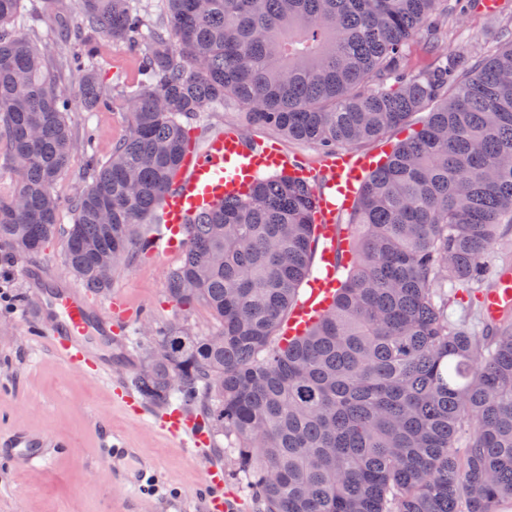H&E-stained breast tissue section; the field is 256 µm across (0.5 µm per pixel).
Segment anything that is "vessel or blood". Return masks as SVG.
I'll use <instances>...</instances> for the list:
<instances>
[{"instance_id":"obj_1","label":"vessel or blood","mask_w":512,"mask_h":512,"mask_svg":"<svg viewBox=\"0 0 512 512\" xmlns=\"http://www.w3.org/2000/svg\"><path fill=\"white\" fill-rule=\"evenodd\" d=\"M292 167L291 161L278 150L248 143L237 130H219L205 142L203 149L183 155L174 186L161 200L159 230L151 238L150 251L164 254L177 251L185 244L184 226L217 201L236 195L264 173ZM373 163L370 157L347 151L329 154L326 160V187L317 193L315 219L320 229L319 266L322 274L311 283L308 298L300 302L282 326L287 337L301 334L329 305L336 289L334 269L343 250L336 230L339 215L350 209L366 172ZM512 307V273L503 274L484 295L483 313L498 317ZM39 337L63 361L76 371L92 369L96 378L111 380L108 359L88 349L83 338L90 334L107 336L113 319H128L124 301L110 300L107 312H100L90 294L82 287L64 282L46 290L36 305ZM169 433L180 438L192 455L207 458L210 435L204 425L181 409L165 414ZM60 448L58 442L25 431L15 432L0 443V455L23 469L41 468ZM138 459L141 472L156 471L155 462L139 460L136 449L125 447L117 438L107 439L103 459L115 464L118 459ZM224 468L209 461L203 473V491L199 501L202 512H240L239 497L224 491Z\"/></svg>"}]
</instances>
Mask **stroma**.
I'll return each mask as SVG.
<instances>
[{
    "mask_svg": "<svg viewBox=\"0 0 512 512\" xmlns=\"http://www.w3.org/2000/svg\"><path fill=\"white\" fill-rule=\"evenodd\" d=\"M39 14L37 27L46 37L50 58L68 52L57 30L76 27L80 11L76 0H67L64 17L50 14L44 0H34ZM441 23L444 48L470 54L474 48L496 52L503 43L501 32L512 27V0H500L497 12L483 13L480 0H458L449 15L434 14ZM103 52L109 61L102 78L122 88L136 85L139 56L126 44L104 40ZM71 125L77 136H91L100 159H107L113 143L127 130L128 115L115 109L109 112H75ZM209 130L227 127L241 129L257 143H273L289 159L302 163L314 182H324L321 165L324 148L288 140L266 131L244 127L235 112H217L208 121ZM488 275L482 284L458 289L450 311L477 334L483 333L485 320L478 296L493 287L498 270L512 266V224L501 225L496 244L485 253ZM181 263L180 253L141 256L112 278L111 294L97 295L99 305H107L110 295L125 299L132 309L144 315L135 328L117 327L116 339L124 340L121 360L113 364L112 379L130 381L136 368L138 349L131 336L134 329L155 335L175 324L200 336L215 333L217 323L205 306L184 311L172 303L165 291L168 273ZM43 265L53 273L67 275L62 244L43 252L21 256L0 245V287L14 296L16 310L0 311V437L16 430L49 436L64 441L65 452L46 468L30 472L16 469L0 457V512H156L166 501H192L203 477L204 464L193 459L185 447L168 438L160 429L154 408L134 411L111 395L108 382L66 368L47 345L40 343L31 318V288L27 267ZM111 379V380H112ZM117 436L142 457L158 460L160 470L151 482L138 481L134 473L115 475L100 457L105 436Z\"/></svg>",
    "mask_w": 512,
    "mask_h": 512,
    "instance_id": "1",
    "label": "stroma"
}]
</instances>
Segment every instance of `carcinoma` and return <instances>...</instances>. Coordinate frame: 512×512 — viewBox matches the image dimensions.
<instances>
[{"label":"carcinoma","instance_id":"1","mask_svg":"<svg viewBox=\"0 0 512 512\" xmlns=\"http://www.w3.org/2000/svg\"><path fill=\"white\" fill-rule=\"evenodd\" d=\"M448 0H81L73 50L47 63L25 0H0V139L19 178L0 196V242L22 255L64 235L68 271L106 293L142 254L152 216L194 137L234 107L248 127L357 148L429 112L370 173L348 213L336 299L288 346L281 324L313 274L316 196L291 174L259 178L185 225L166 280L205 306L211 336L172 326L140 346L133 378L156 406L197 408L231 441L256 512H496L512 498V318L478 336L439 283L478 284L512 224V38L494 54L443 53L410 73V41ZM142 49L123 96L127 132L63 213L54 188L76 154L69 113L112 108L102 39ZM79 77V94L60 72ZM70 227L62 230L64 218ZM167 352L159 354L157 347Z\"/></svg>","mask_w":512,"mask_h":512}]
</instances>
